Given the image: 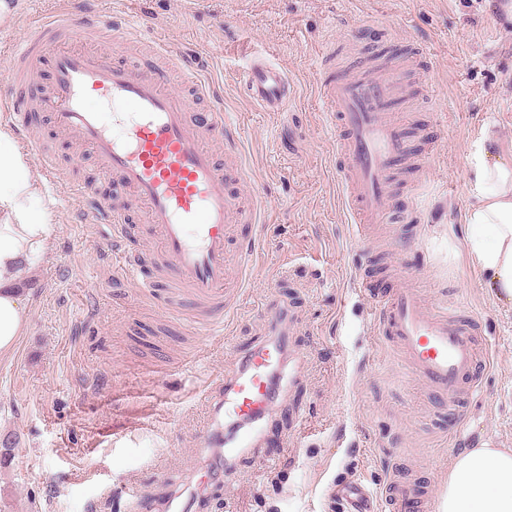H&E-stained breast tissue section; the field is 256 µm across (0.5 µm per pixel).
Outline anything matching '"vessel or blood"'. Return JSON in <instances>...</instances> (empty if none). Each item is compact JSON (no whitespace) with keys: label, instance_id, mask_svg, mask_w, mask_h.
Masks as SVG:
<instances>
[{"label":"vessel or blood","instance_id":"b4317fda","mask_svg":"<svg viewBox=\"0 0 512 512\" xmlns=\"http://www.w3.org/2000/svg\"><path fill=\"white\" fill-rule=\"evenodd\" d=\"M88 2L67 0L54 15L31 22L28 34L0 60L9 87L0 97V116L10 121L50 182L62 181L63 174L32 134L36 112L47 113L55 130L75 139L105 176L131 192L157 237L163 263L155 272L144 273L126 249L133 218L111 200L86 195L82 223L111 226L109 242L121 277L143 288L166 289L164 302L170 307L173 289L185 290L196 327L212 330L248 282L255 255L259 200L241 190L246 167L225 168L220 156L221 149L238 142L195 59L162 42L156 50L166 55L168 67L128 59L123 45L139 38L138 28L103 21ZM96 38L111 42L112 51L94 48ZM331 60L328 54L317 60L318 92L339 130V182L365 241L392 218L399 169L414 167L436 145H412L393 117L401 54L389 52L353 74L336 73ZM172 67L182 73L183 88L172 87ZM244 92L264 111L282 112L294 86L280 68L257 57ZM191 95L211 98L212 107L193 111ZM370 267V257H363L358 287L371 296L373 326L425 382L441 410L468 403L487 355L478 319L462 307L430 304L397 269L388 272L387 292L372 293ZM291 362L288 330L274 319L270 336L243 354L237 372L224 380L223 396L211 401V425L202 445L217 450L225 475H233L237 460L259 445ZM383 496L388 512H429L433 501L427 485L398 471L390 475ZM336 500L341 512H374L372 496L358 482L348 483Z\"/></svg>","mask_w":512,"mask_h":512}]
</instances>
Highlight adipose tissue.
Wrapping results in <instances>:
<instances>
[{
    "mask_svg": "<svg viewBox=\"0 0 512 512\" xmlns=\"http://www.w3.org/2000/svg\"><path fill=\"white\" fill-rule=\"evenodd\" d=\"M495 143L486 129L471 145L463 248L484 288L512 304V157ZM48 215L28 160L0 125V354L27 323L21 288L50 249ZM439 512H512V452L483 443L456 455Z\"/></svg>",
    "mask_w": 512,
    "mask_h": 512,
    "instance_id": "ef3b65f1",
    "label": "adipose tissue"
}]
</instances>
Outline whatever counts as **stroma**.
<instances>
[{
    "label": "stroma",
    "mask_w": 512,
    "mask_h": 512,
    "mask_svg": "<svg viewBox=\"0 0 512 512\" xmlns=\"http://www.w3.org/2000/svg\"><path fill=\"white\" fill-rule=\"evenodd\" d=\"M143 25L145 40L185 49L222 92L249 171L245 189L265 205L257 260L237 311L211 334L193 313L171 311L114 276L99 242L105 224L79 223L80 202L44 190L53 249L23 290L28 323L0 356V437L18 444L0 463V512H166L171 493L208 461L199 447L209 403L248 349L267 339L276 311L293 316L297 360L282 382L262 441L234 478L191 512H329L336 479L378 489L408 469L434 492L463 449L488 442L512 451V305L498 302L460 247L468 154L483 129L512 155V27L491 0H101ZM336 44L340 70L389 48L406 58L409 95L395 116L437 151L422 172L397 177L396 211L417 227L380 229L374 276L402 264L435 304L476 310L491 365L457 418L439 420L424 382L378 335L356 285L364 249L337 179L336 130L319 99L315 53ZM262 54L285 70L296 95L265 112L244 94L248 63ZM71 188L96 187L136 210L134 197L101 176L90 153L39 115Z\"/></svg>",
    "instance_id": "35a3bbf8"
}]
</instances>
